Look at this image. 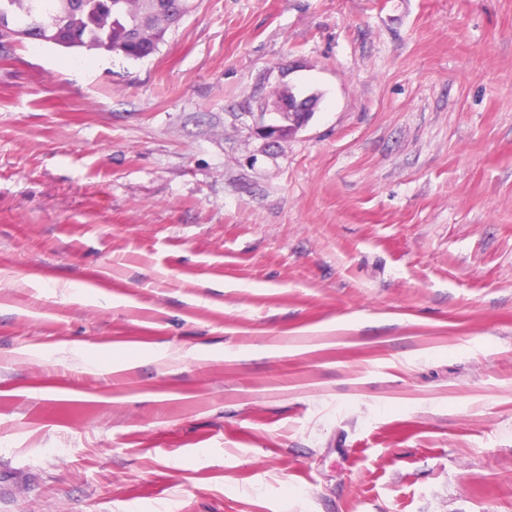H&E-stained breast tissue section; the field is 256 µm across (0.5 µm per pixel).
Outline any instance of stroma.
<instances>
[{"label":"stroma","instance_id":"stroma-1","mask_svg":"<svg viewBox=\"0 0 512 512\" xmlns=\"http://www.w3.org/2000/svg\"><path fill=\"white\" fill-rule=\"evenodd\" d=\"M0 512H512V0L1 44ZM313 113L314 112H291V114H293L291 127L276 122L262 124L257 128V134L268 140H280L302 129L308 123Z\"/></svg>","mask_w":512,"mask_h":512}]
</instances>
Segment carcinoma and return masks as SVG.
Wrapping results in <instances>:
<instances>
[{"label": "carcinoma", "instance_id": "cac0c4a2", "mask_svg": "<svg viewBox=\"0 0 512 512\" xmlns=\"http://www.w3.org/2000/svg\"><path fill=\"white\" fill-rule=\"evenodd\" d=\"M191 0H0V40L37 28L39 40L139 60L154 54Z\"/></svg>", "mask_w": 512, "mask_h": 512}]
</instances>
